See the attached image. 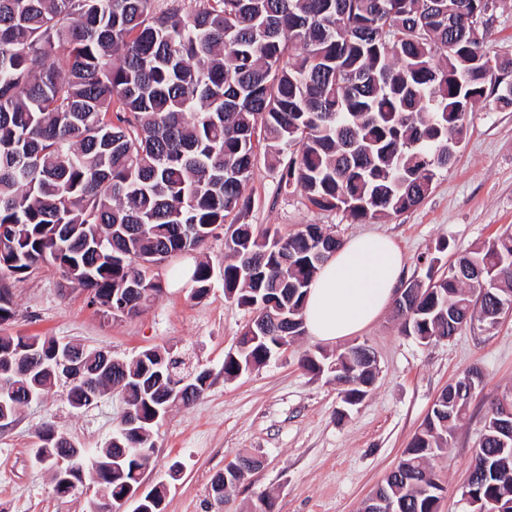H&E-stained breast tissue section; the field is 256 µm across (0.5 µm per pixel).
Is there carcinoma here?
I'll return each mask as SVG.
<instances>
[{
  "mask_svg": "<svg viewBox=\"0 0 512 512\" xmlns=\"http://www.w3.org/2000/svg\"><path fill=\"white\" fill-rule=\"evenodd\" d=\"M478 0H0V324L13 317L10 280L44 264L98 307L137 315L162 292L147 264L193 252L217 228L225 242L224 296L259 311L224 357V377L267 365L305 334L303 306L317 272L342 242L319 224L259 236L237 220L258 151L316 209L353 222L401 214L430 192L457 156L465 113L493 97L512 108V83L480 79L453 42ZM479 57L505 72L485 41ZM212 270L196 264L194 295ZM402 332L448 335L443 314L473 320L494 299L512 304V231L461 255L448 273L429 263ZM52 338L0 333V391H46ZM85 373L144 419L190 406L210 374L155 347L145 360L74 347ZM336 361L341 369L331 371ZM301 367L344 386L346 410L362 404L376 368L359 352H307ZM467 371L438 396L383 492L399 512H437L442 487L431 466L448 448L480 387ZM36 460L72 457L102 474L113 509L154 461L119 424L86 450L52 424ZM261 466L237 456L210 483V508ZM470 470L482 500L512 501V445L486 432Z\"/></svg>",
  "mask_w": 512,
  "mask_h": 512,
  "instance_id": "carcinoma-1",
  "label": "carcinoma"
}]
</instances>
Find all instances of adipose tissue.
<instances>
[{
  "instance_id": "1",
  "label": "adipose tissue",
  "mask_w": 512,
  "mask_h": 512,
  "mask_svg": "<svg viewBox=\"0 0 512 512\" xmlns=\"http://www.w3.org/2000/svg\"><path fill=\"white\" fill-rule=\"evenodd\" d=\"M405 268L406 256L391 237H351L310 286L304 304L308 332L333 341L362 331L389 304Z\"/></svg>"
}]
</instances>
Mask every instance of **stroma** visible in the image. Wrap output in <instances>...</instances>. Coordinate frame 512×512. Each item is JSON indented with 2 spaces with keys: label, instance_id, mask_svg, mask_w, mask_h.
<instances>
[{
  "label": "stroma",
  "instance_id": "stroma-1",
  "mask_svg": "<svg viewBox=\"0 0 512 512\" xmlns=\"http://www.w3.org/2000/svg\"><path fill=\"white\" fill-rule=\"evenodd\" d=\"M467 135L457 159L440 170L418 206L378 221L354 223L341 212L310 206L302 191L280 186L278 171L257 160L246 187L251 207L244 223L255 233L281 234L319 224L341 240L365 232L395 237L408 256L404 281L426 277L429 258L448 268L457 257L512 228V109L493 98L466 117ZM230 226L218 228L204 247L161 265L163 291L134 317L104 315L78 289L63 291L62 277L44 266L12 288L13 317L7 328L22 336H52L87 350L107 349L129 359L158 347L188 353L209 371L208 386L190 408L172 409L155 427V458L147 487L165 484L164 512H206L210 481L237 454L256 455L261 466L234 492L224 512H250L258 495L271 494L275 512H358L363 500L400 460L441 390L470 369L484 382L458 424L445 455L434 462L444 487L440 512H469L461 493L492 401L512 391V313L496 325H465L452 338L422 344L404 335L394 307L355 339L377 355L379 374L369 396L340 415L342 388L307 374L303 354L344 347L304 335L266 367L225 379L231 351L253 310L224 296V243ZM209 262L207 295L194 296L193 282H180L185 266ZM118 391L75 411L59 385L21 408L16 422L0 429V512H87L95 486L85 478L71 494L53 491L52 472L34 450L45 424L66 432L81 448L109 441L122 415Z\"/></svg>",
  "mask_w": 512,
  "mask_h": 512
}]
</instances>
